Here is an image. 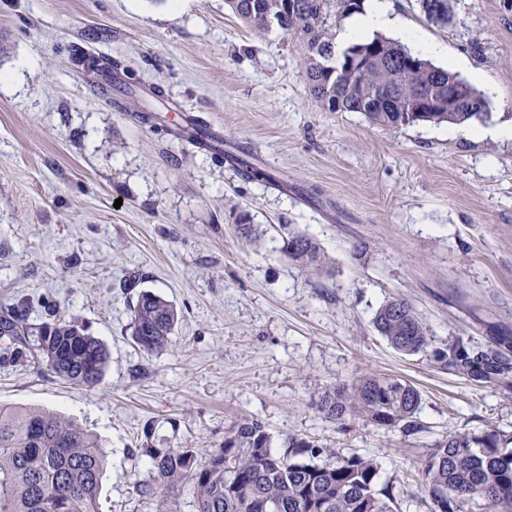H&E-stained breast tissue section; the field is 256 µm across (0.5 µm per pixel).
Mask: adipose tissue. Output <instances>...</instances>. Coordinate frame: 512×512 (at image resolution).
Wrapping results in <instances>:
<instances>
[{
    "instance_id": "ef3b65f1",
    "label": "adipose tissue",
    "mask_w": 512,
    "mask_h": 512,
    "mask_svg": "<svg viewBox=\"0 0 512 512\" xmlns=\"http://www.w3.org/2000/svg\"><path fill=\"white\" fill-rule=\"evenodd\" d=\"M382 31L395 32L401 41L412 46L415 50L432 55L442 54L441 46L425 41L416 34L405 33L401 30L398 20L391 8L390 0H366L362 10L355 13L347 26L339 32L336 42L344 47L360 37H369Z\"/></svg>"
}]
</instances>
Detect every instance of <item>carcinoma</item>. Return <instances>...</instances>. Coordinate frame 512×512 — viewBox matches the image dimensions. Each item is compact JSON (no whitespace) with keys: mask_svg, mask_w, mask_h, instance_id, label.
Segmentation results:
<instances>
[{"mask_svg":"<svg viewBox=\"0 0 512 512\" xmlns=\"http://www.w3.org/2000/svg\"><path fill=\"white\" fill-rule=\"evenodd\" d=\"M230 9L257 31L277 26L298 40L308 89L330 112H360L376 126L394 129L422 123L464 124L489 117L485 95L458 74L412 53L383 34L336 49L340 22L358 12L364 0H226ZM426 17L447 24L452 0H420ZM76 62L88 73H110L116 64L80 52ZM402 95L388 103V90ZM198 148L225 160L236 158L204 128L177 129ZM288 254L306 265L321 256L313 240L290 237ZM176 307L144 291L137 297L132 336L147 353L164 349L176 323ZM375 331L408 354L428 346L426 330L403 299L383 304ZM25 316L15 307L0 315V337L25 334ZM36 357L59 378L94 387L109 361L97 337L60 320L39 328ZM441 368L467 380L512 391V334L505 331L486 345L457 337L434 351ZM421 394L399 379L367 375L325 391L319 410L333 422L357 419L416 433L421 428ZM512 435L496 428L452 435L437 442L423 470L433 512H460L464 503L485 500L491 512H512ZM153 481L137 486L139 495L165 501L190 484L195 512H392L388 492L380 493L379 467L355 456L320 466L299 462L318 449L294 436L288 449H272L271 436L258 419H245L224 433V446L198 460L195 448L140 449ZM106 464L100 441L71 420L44 408L0 406V512H99L98 495Z\"/></svg>","mask_w":512,"mask_h":512,"instance_id":"carcinoma-1","label":"carcinoma"}]
</instances>
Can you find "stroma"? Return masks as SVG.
<instances>
[{"instance_id":"35a3bbf8","label":"stroma","mask_w":512,"mask_h":512,"mask_svg":"<svg viewBox=\"0 0 512 512\" xmlns=\"http://www.w3.org/2000/svg\"><path fill=\"white\" fill-rule=\"evenodd\" d=\"M393 3L444 48L434 64L464 60L493 86L489 119L384 129L324 110L294 40L225 0H0V309L72 322L110 355L89 388L0 340V404L50 408L102 440L101 512H194L188 484L164 503L137 494L151 478L140 447L220 448L243 419L264 422L277 452L293 435L320 465L375 459L393 512H430L422 469L437 441L512 433V393L433 358L455 337L512 331V0H455L446 26L419 0ZM77 48L119 62L110 95ZM191 124L240 165L172 136ZM292 232L322 267L289 257ZM142 291L179 313L154 353L131 336ZM393 297L428 351L375 331ZM368 374L420 391V431L324 418L319 396Z\"/></svg>"}]
</instances>
